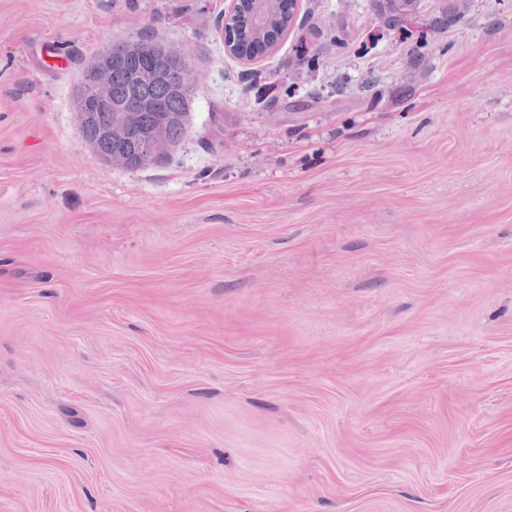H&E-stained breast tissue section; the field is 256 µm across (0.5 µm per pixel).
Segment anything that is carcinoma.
<instances>
[{
    "instance_id": "1",
    "label": "carcinoma",
    "mask_w": 512,
    "mask_h": 512,
    "mask_svg": "<svg viewBox=\"0 0 512 512\" xmlns=\"http://www.w3.org/2000/svg\"><path fill=\"white\" fill-rule=\"evenodd\" d=\"M418 0H372L373 10L386 17L388 26L396 29L402 27L403 19L413 14ZM464 0H450L447 8L435 18L432 28L443 32L458 24L462 17ZM233 33L237 44L253 50L257 47L253 26L247 12L239 14L233 22ZM165 52L171 55L163 78L141 81L139 74L152 71L156 54ZM185 63L176 57V52L155 41L141 42V49L116 58L112 61V101L115 103L127 99H143L154 102L159 111L140 110L136 112H100L95 122L81 126L84 139L96 136L97 127L107 122L121 123L128 130L125 139L112 145V149L121 151L136 159L141 152L143 135L163 124L166 112H188L192 90L185 94L172 93Z\"/></svg>"
}]
</instances>
